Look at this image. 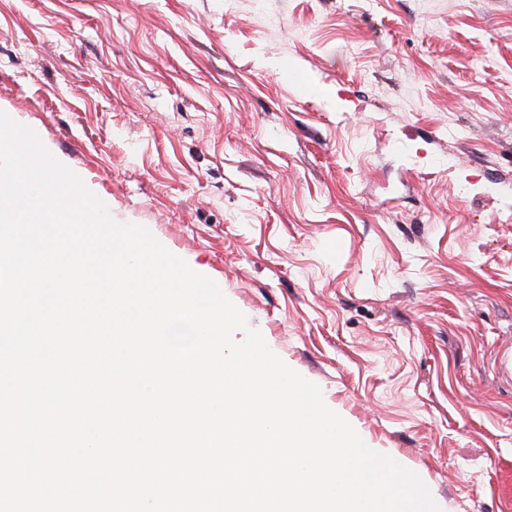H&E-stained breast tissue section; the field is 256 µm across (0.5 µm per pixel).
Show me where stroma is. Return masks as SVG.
<instances>
[{
	"label": "stroma",
	"instance_id": "35a3bbf8",
	"mask_svg": "<svg viewBox=\"0 0 512 512\" xmlns=\"http://www.w3.org/2000/svg\"><path fill=\"white\" fill-rule=\"evenodd\" d=\"M0 111L440 512H512V0H0Z\"/></svg>",
	"mask_w": 512,
	"mask_h": 512
}]
</instances>
